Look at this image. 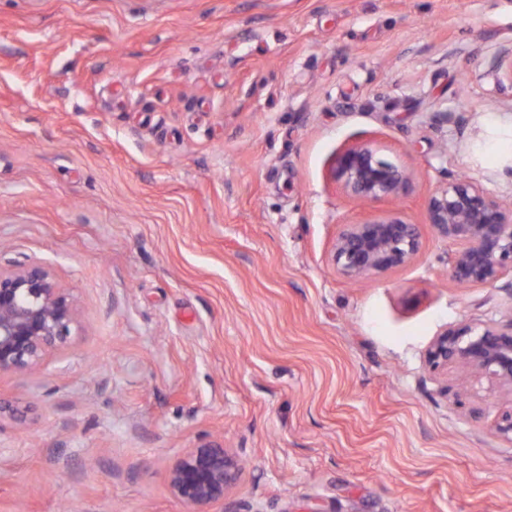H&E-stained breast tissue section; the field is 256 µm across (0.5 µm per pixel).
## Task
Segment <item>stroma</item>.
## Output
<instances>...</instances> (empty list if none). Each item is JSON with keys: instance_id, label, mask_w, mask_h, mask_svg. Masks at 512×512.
Instances as JSON below:
<instances>
[{"instance_id": "obj_1", "label": "stroma", "mask_w": 512, "mask_h": 512, "mask_svg": "<svg viewBox=\"0 0 512 512\" xmlns=\"http://www.w3.org/2000/svg\"><path fill=\"white\" fill-rule=\"evenodd\" d=\"M512 0H0V267L77 305L68 348L0 375V512H186L169 469L246 462L210 512H512V403L462 414L426 351L506 323L464 288L425 200L459 174L512 201ZM372 141L408 173L363 204L327 178ZM418 224L363 282L342 225Z\"/></svg>"}]
</instances>
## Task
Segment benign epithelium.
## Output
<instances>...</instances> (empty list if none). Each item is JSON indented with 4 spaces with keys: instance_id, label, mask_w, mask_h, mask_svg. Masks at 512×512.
<instances>
[{
    "instance_id": "obj_1",
    "label": "benign epithelium",
    "mask_w": 512,
    "mask_h": 512,
    "mask_svg": "<svg viewBox=\"0 0 512 512\" xmlns=\"http://www.w3.org/2000/svg\"><path fill=\"white\" fill-rule=\"evenodd\" d=\"M330 176L352 198L364 203L396 198L407 186L404 168L360 144L341 150ZM425 218L448 241V269L460 286H494L512 279V205L507 207L468 178L449 175L425 203ZM421 250L417 225L397 212L347 224L336 239L330 261L350 281L376 278L405 266ZM76 323L72 295L59 287L38 262L0 268V373L22 372L69 345ZM427 362L437 370L465 364L512 393V319L505 328L461 324L445 329L431 343ZM496 428L512 443V405L500 409ZM239 459L219 444L189 449L170 469L168 486L188 512L224 501L240 479Z\"/></svg>"
}]
</instances>
